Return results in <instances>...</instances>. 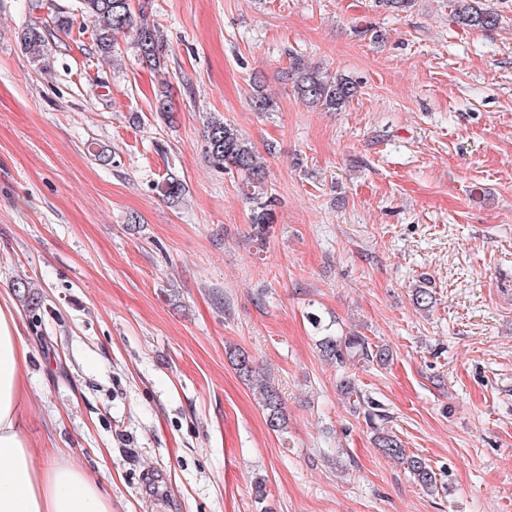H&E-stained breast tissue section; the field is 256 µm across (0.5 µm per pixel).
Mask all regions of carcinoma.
<instances>
[{"label":"carcinoma","instance_id":"obj_1","mask_svg":"<svg viewBox=\"0 0 512 512\" xmlns=\"http://www.w3.org/2000/svg\"><path fill=\"white\" fill-rule=\"evenodd\" d=\"M448 8L456 23L471 30L487 31L500 27L503 16L488 7L485 0H448ZM81 18L94 22L92 41L96 52L110 60L115 52L114 34L130 36L132 48L140 62L150 69L161 67L160 56L164 52V37L158 27L151 24L144 14H136L131 0H80ZM25 54L33 60L44 63L47 58L46 34L37 24L25 28L20 37ZM294 90L300 99L328 112H338L345 108L357 93L356 83L342 74L329 76L317 68H310L301 59L292 60L290 67ZM249 105L256 112H269L273 102L264 92L263 85L254 81ZM205 153L209 163L217 169H235L242 177V191L253 203L251 223L258 234H263L268 225L275 223L276 198L268 194L266 169L255 153L252 143L246 140L237 129L221 119L214 118L207 123L205 130ZM163 195L176 201L184 195L185 186L175 175L170 174L160 187ZM323 353L340 363L345 359H374L380 364L388 362L390 352L386 348L373 350L365 337L329 336L322 341ZM342 391L352 401V408L365 411L372 421L375 404L363 397L354 383L345 379ZM262 406L268 413V425L278 431L286 427L282 402L276 389L263 385L260 390ZM374 429L373 444L382 454L398 463L406 470L420 488L433 493L438 490L437 473L426 459L407 452L402 440L390 431L378 426Z\"/></svg>","mask_w":512,"mask_h":512}]
</instances>
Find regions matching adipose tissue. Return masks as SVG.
Returning <instances> with one entry per match:
<instances>
[{
	"label": "adipose tissue",
	"mask_w": 512,
	"mask_h": 512,
	"mask_svg": "<svg viewBox=\"0 0 512 512\" xmlns=\"http://www.w3.org/2000/svg\"><path fill=\"white\" fill-rule=\"evenodd\" d=\"M29 349L14 306L0 302V512H112L80 469L40 457L26 435L23 396Z\"/></svg>",
	"instance_id": "1"
}]
</instances>
